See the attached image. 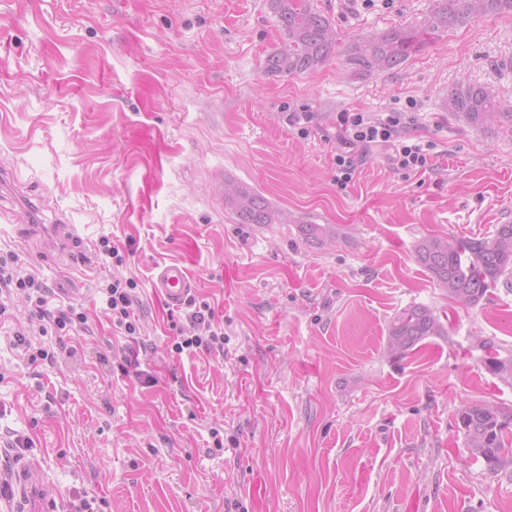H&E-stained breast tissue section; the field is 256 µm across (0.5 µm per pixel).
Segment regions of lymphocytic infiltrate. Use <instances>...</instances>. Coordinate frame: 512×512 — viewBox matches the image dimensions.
<instances>
[{"label": "lymphocytic infiltrate", "instance_id": "1", "mask_svg": "<svg viewBox=\"0 0 512 512\" xmlns=\"http://www.w3.org/2000/svg\"><path fill=\"white\" fill-rule=\"evenodd\" d=\"M418 119L415 113L392 111L386 115L366 112H341L336 117V186L346 189L365 158L385 150L389 167L402 175H415L431 167L435 143L416 135ZM138 283L135 278L112 276L100 284L106 310L113 326L126 340L125 352H133L139 342L142 322L137 309ZM51 290L37 275L19 266L13 252H0V317L24 313L27 326L18 327L13 344L20 348L28 363L42 366L52 363L55 355L35 342L29 325L38 323L40 335L68 336L85 329L89 319L83 305L67 303L49 308ZM187 326L180 329L172 345L173 353L213 352L224 349V329L217 324L208 304H200L185 316Z\"/></svg>", "mask_w": 512, "mask_h": 512}]
</instances>
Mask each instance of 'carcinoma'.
<instances>
[{
  "label": "carcinoma",
  "instance_id": "obj_1",
  "mask_svg": "<svg viewBox=\"0 0 512 512\" xmlns=\"http://www.w3.org/2000/svg\"><path fill=\"white\" fill-rule=\"evenodd\" d=\"M286 40L263 62L267 74L291 76L326 63L337 51L329 21L308 0H268ZM431 15L419 30L393 27L358 38L346 52L347 63L368 74L393 71L409 56L423 35L444 32L488 15H512V0H436ZM443 108L474 127L499 122L512 125V107L502 103L489 87L458 81L448 86ZM224 200L243 224H298L304 239L323 243L327 230L304 224L300 217L272 206L251 188L224 184ZM416 258L448 298L478 304L502 276L512 275V224L499 225L489 241L424 237L416 245ZM445 335L444 326L431 308L414 305L397 312L388 324L386 353L394 361L406 358L414 347L431 336ZM485 367L512 384V362L497 356L494 346L483 343ZM457 420L469 452L498 473L512 465V409L494 401L463 407Z\"/></svg>",
  "mask_w": 512,
  "mask_h": 512
}]
</instances>
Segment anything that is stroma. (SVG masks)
Masks as SVG:
<instances>
[{
  "mask_svg": "<svg viewBox=\"0 0 512 512\" xmlns=\"http://www.w3.org/2000/svg\"><path fill=\"white\" fill-rule=\"evenodd\" d=\"M311 3L340 55L283 77L262 70L283 39L267 0H0V166L22 185L0 209L22 224L30 201L82 236L46 254L9 229L0 249L91 315L88 331L42 337L57 360L36 368L0 324V466L41 458L63 512L85 499L96 512H512V476L457 428L464 406L512 407L481 348L512 359V287L464 306L415 256L421 238L489 240L512 222V129L443 108L462 79L512 104V17L427 36L399 69L359 76L343 51L419 27L435 0ZM411 104L433 169L406 178L376 155L339 190L322 136L337 113ZM300 106L320 124L305 138L287 121ZM228 180L339 233L312 245L293 224L240 223ZM105 235L130 249L151 385L119 367L91 250ZM169 262L223 323V354L170 353L185 310L150 288ZM415 304L446 333L390 362L388 323Z\"/></svg>",
  "mask_w": 512,
  "mask_h": 512,
  "instance_id": "stroma-1",
  "label": "stroma"
}]
</instances>
